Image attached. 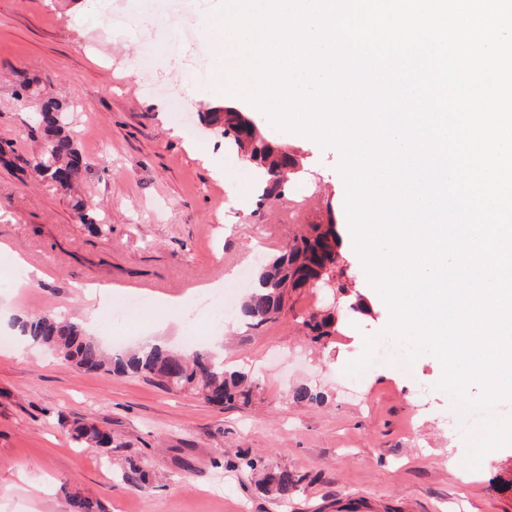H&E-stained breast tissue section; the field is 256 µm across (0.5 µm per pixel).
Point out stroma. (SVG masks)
<instances>
[{"mask_svg":"<svg viewBox=\"0 0 512 512\" xmlns=\"http://www.w3.org/2000/svg\"><path fill=\"white\" fill-rule=\"evenodd\" d=\"M148 2L0 0V139L22 156L43 150L15 97L34 77L69 105L88 163L66 191L0 165V244L10 248L0 254V333L11 338L0 346V512H67L70 495L101 512H512V399L468 432L436 388V357L405 369L366 361L390 311L354 247L340 151L278 129L230 92L217 48L198 35L204 0H175L161 15ZM176 28L197 35L176 42ZM228 106L293 154L282 197L262 199L256 166L205 121ZM79 198L101 229L80 222ZM330 216L342 237L340 291L293 293L264 328L236 324L205 344L226 370L255 379L249 405L78 371L13 334L15 318L48 312L85 323L84 286L107 285L155 309L121 327L114 351L149 336L182 351L188 331L212 320L198 286L226 281L255 250L279 254ZM14 252L37 272L33 284L16 279ZM183 295L184 311L165 306ZM323 307L336 332L314 343L295 317ZM300 387L314 401L296 402ZM77 421L110 430L111 447H76L66 425ZM241 453L292 470L301 491L279 504L254 471L225 467Z\"/></svg>","mask_w":512,"mask_h":512,"instance_id":"1","label":"stroma"}]
</instances>
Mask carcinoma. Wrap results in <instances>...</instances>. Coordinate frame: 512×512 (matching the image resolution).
<instances>
[{
	"label": "carcinoma",
	"instance_id": "obj_1",
	"mask_svg": "<svg viewBox=\"0 0 512 512\" xmlns=\"http://www.w3.org/2000/svg\"><path fill=\"white\" fill-rule=\"evenodd\" d=\"M20 103L36 102L37 112L29 124L31 133L46 137L44 150L23 160L19 169L27 168L40 180L68 189L80 177L86 162L81 155L63 104L55 97L42 94L37 81L27 80L16 90ZM208 122L222 127L224 137L240 146V137L251 139L249 161L260 171L262 196L283 192L280 173L295 166L291 154L262 139L244 113L226 109L207 113ZM340 235L334 215L325 224H311L293 237L288 246L259 275L252 292L241 305V321L258 329L276 319L283 311L285 289L313 288L329 275L336 264ZM314 342L336 333L335 316L310 313L299 317ZM19 335L51 350L62 362L80 371L105 370L119 376L137 374L166 388L193 391L216 405H246L252 397V385L245 377L224 370V360L208 352L196 351L186 356L160 347L139 349L115 360L105 353L98 339L87 335L77 324L49 315L15 321ZM71 438L80 448H104L112 436L94 423H77ZM247 466L265 472L269 491L286 501L299 488L300 478L286 468L271 469L262 459H249Z\"/></svg>",
	"mask_w": 512,
	"mask_h": 512
}]
</instances>
